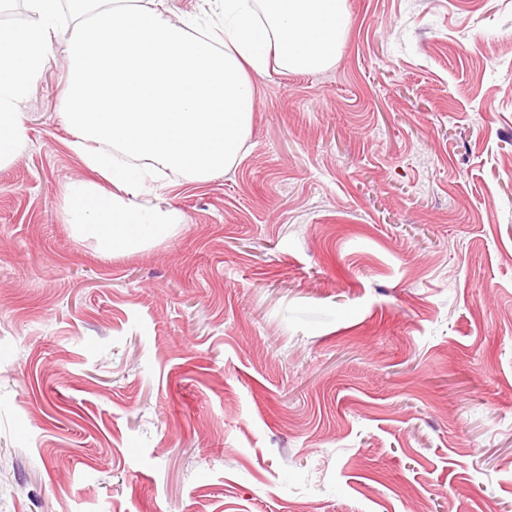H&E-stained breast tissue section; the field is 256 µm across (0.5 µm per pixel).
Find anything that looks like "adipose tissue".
<instances>
[{
  "label": "adipose tissue",
  "mask_w": 512,
  "mask_h": 512,
  "mask_svg": "<svg viewBox=\"0 0 512 512\" xmlns=\"http://www.w3.org/2000/svg\"><path fill=\"white\" fill-rule=\"evenodd\" d=\"M31 20L0 27V166L26 139L21 107L45 69L63 12L74 23L63 116L69 149L98 182L68 186V222L81 239L124 256L170 238L173 209L144 208L172 176L204 181L240 158L269 60L317 72L342 44L345 0H206L224 25L173 21L168 0H24Z\"/></svg>",
  "instance_id": "obj_1"
}]
</instances>
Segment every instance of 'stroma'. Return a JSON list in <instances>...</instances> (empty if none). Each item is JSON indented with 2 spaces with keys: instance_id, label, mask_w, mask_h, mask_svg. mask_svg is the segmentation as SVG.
<instances>
[{
  "instance_id": "1",
  "label": "stroma",
  "mask_w": 512,
  "mask_h": 512,
  "mask_svg": "<svg viewBox=\"0 0 512 512\" xmlns=\"http://www.w3.org/2000/svg\"><path fill=\"white\" fill-rule=\"evenodd\" d=\"M247 152L76 238L69 33L0 167V512H512V0H346Z\"/></svg>"
}]
</instances>
